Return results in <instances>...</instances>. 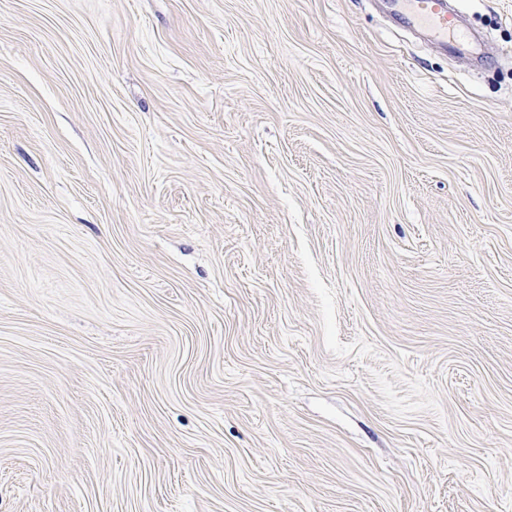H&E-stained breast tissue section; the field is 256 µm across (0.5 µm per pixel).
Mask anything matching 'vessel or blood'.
<instances>
[{
	"label": "vessel or blood",
	"mask_w": 512,
	"mask_h": 512,
	"mask_svg": "<svg viewBox=\"0 0 512 512\" xmlns=\"http://www.w3.org/2000/svg\"><path fill=\"white\" fill-rule=\"evenodd\" d=\"M390 8L404 27L422 32L448 52H475L474 36L463 29L448 0H390Z\"/></svg>",
	"instance_id": "vessel-or-blood-1"
}]
</instances>
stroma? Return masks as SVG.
I'll use <instances>...</instances> for the list:
<instances>
[{
    "instance_id": "1",
    "label": "stroma",
    "mask_w": 512,
    "mask_h": 512,
    "mask_svg": "<svg viewBox=\"0 0 512 512\" xmlns=\"http://www.w3.org/2000/svg\"><path fill=\"white\" fill-rule=\"evenodd\" d=\"M0 0V512H512V0ZM400 23L418 30L453 54L476 52L475 37L463 29L447 0H390Z\"/></svg>"
}]
</instances>
